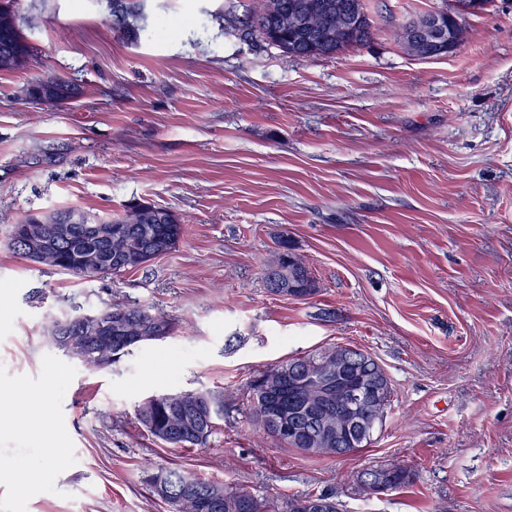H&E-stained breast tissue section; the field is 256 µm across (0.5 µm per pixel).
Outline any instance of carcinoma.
Returning <instances> with one entry per match:
<instances>
[{
    "label": "carcinoma",
    "instance_id": "cac0c4a2",
    "mask_svg": "<svg viewBox=\"0 0 512 512\" xmlns=\"http://www.w3.org/2000/svg\"><path fill=\"white\" fill-rule=\"evenodd\" d=\"M330 2L348 7L359 17L357 24L344 32L339 39L319 36L312 30H290L281 24L277 15L260 10L245 20L234 15L224 18L225 33L246 41H258L280 50L283 55L292 58L333 57L355 47L368 46L373 41L374 25L368 14L365 0H330ZM30 55V47L22 34L20 25L0 30V71H12L23 66ZM143 221L140 224L126 223V215L115 218L99 217L86 211L80 213L76 224H69L68 235L58 244L62 258L58 271L78 278H84L79 269L72 266L71 251L84 240H95L96 249L105 259L101 275H121L123 273L147 267L160 253H169L177 248L184 236V225L173 212L151 203L141 206ZM110 224L127 236L136 248V259L128 262L124 256L110 250L108 241L95 238V225ZM293 254L288 239L283 238L265 263L264 279L268 290L277 295L281 289L274 287L273 277L284 266V258ZM295 273L300 287L291 291L296 300L307 299L317 292L316 281L302 260H297ZM112 320L120 321V329L126 339L125 348L143 343L144 324L139 314L140 306L113 304ZM85 343L84 365L93 370H102L97 356V343L93 336L83 337ZM340 345L332 344L291 357L273 364L261 372L259 379L267 388L269 398L294 411L296 433L281 442L285 448H292L305 455L323 458H342L360 452L372 443L375 431L369 424L381 427L390 405L391 383L385 379L383 385L364 384L363 401L359 405L358 416L361 422L350 423L351 412L336 406L320 396L309 386L295 393L291 384L295 377H306L320 370L336 374V361ZM247 390L251 402V416L271 437H277L276 427L267 418L265 406L257 398L254 380H249ZM137 415L145 428L153 435L167 441L173 448H185L201 445L213 433L215 419L224 415V407L208 393L199 391H181L169 394L166 402L154 404L142 403ZM336 419L343 429L338 437H322L323 422ZM371 469L385 477L389 491L402 488L412 481V471L403 465H373ZM178 474L193 491L183 493L170 502L171 512H341V504L336 495L327 493H308L291 496L287 499L257 495L239 487H224V497L209 502L201 492L214 491L219 483L203 480L179 468L157 472L165 478Z\"/></svg>",
    "mask_w": 512,
    "mask_h": 512
}]
</instances>
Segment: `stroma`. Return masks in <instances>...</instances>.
<instances>
[{
  "instance_id": "stroma-1",
  "label": "stroma",
  "mask_w": 512,
  "mask_h": 512,
  "mask_svg": "<svg viewBox=\"0 0 512 512\" xmlns=\"http://www.w3.org/2000/svg\"><path fill=\"white\" fill-rule=\"evenodd\" d=\"M16 0L32 52L0 71V411L46 396L37 430L0 426V512H168L145 471L344 512H512V0L466 19L460 47L417 60L397 34L443 0H366L370 46L290 59L224 31L262 0ZM72 97L28 101L34 80ZM174 212L185 235L147 268L82 280L8 246L31 213ZM310 268L306 300L268 291L280 238ZM118 303L171 336L91 370L48 342L52 320ZM333 343L374 356L382 431L341 459L282 447L246 384ZM223 399L206 443L171 448L136 417L148 397ZM57 451L46 463L45 449ZM373 464L411 483L358 488ZM366 469L377 470L388 484L389 492L400 489L412 481V471L403 465L387 464V465H371Z\"/></svg>"
}]
</instances>
